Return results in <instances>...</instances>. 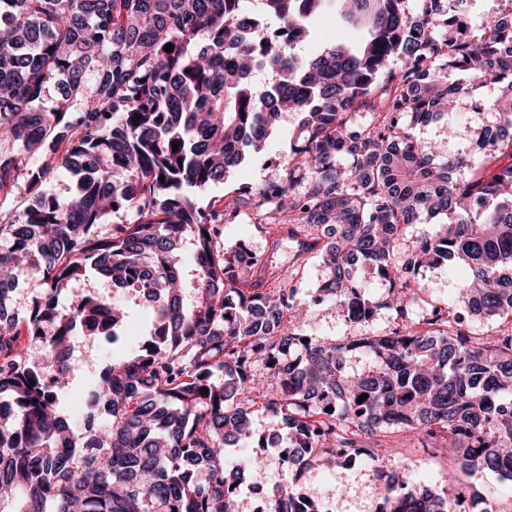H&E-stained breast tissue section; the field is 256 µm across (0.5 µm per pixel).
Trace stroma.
<instances>
[{"instance_id":"35a3bbf8","label":"stroma","mask_w":512,"mask_h":512,"mask_svg":"<svg viewBox=\"0 0 512 512\" xmlns=\"http://www.w3.org/2000/svg\"><path fill=\"white\" fill-rule=\"evenodd\" d=\"M360 39L353 32L332 18L314 19L308 38L295 50L299 58L305 59L323 47L335 44H353ZM492 120L490 114L477 111L470 102H462L443 119L425 125H416L413 136L428 144L446 139L447 127H454L457 135L446 139L447 151L452 155L480 157L478 135L483 126ZM302 117L295 112L282 113L278 127L263 150L252 154L244 165L230 173L225 182L193 191L192 197L199 207H206L216 197L238 198L240 216L236 223L225 225L222 240L231 246L246 243L256 254L267 248L268 234L264 225L256 221L257 200L252 191L260 184L281 179L286 171L285 160L290 159L296 143L302 137ZM419 303L413 304L414 319H422L425 304L431 300L454 301L457 295L458 278L444 266L420 268L414 277ZM395 315L388 309H380L376 317L368 323H353L345 320L329 303L313 306L308 319L302 325L305 334L326 340H343L359 336H377L392 329ZM74 359L71 367V382L64 395L73 422H80L79 405L83 400L84 386L109 361L112 346L100 339L77 336L73 339ZM452 449L432 451L421 448L416 442L403 437H395L394 449L390 456L383 458L379 468H372L366 460L344 464L333 468L312 466L297 479L296 486L325 512H375L380 503L377 470L390 471L399 466L410 468L416 481L436 488H444V475L454 464Z\"/></svg>"}]
</instances>
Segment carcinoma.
Segmentation results:
<instances>
[{
  "instance_id": "1",
  "label": "carcinoma",
  "mask_w": 512,
  "mask_h": 512,
  "mask_svg": "<svg viewBox=\"0 0 512 512\" xmlns=\"http://www.w3.org/2000/svg\"><path fill=\"white\" fill-rule=\"evenodd\" d=\"M464 2L423 0L414 19L407 0H0V138L13 145L0 152V192L25 196L0 201V400L17 406L0 415V512H241L254 460L229 466L224 448L252 445L255 412L281 420L270 446L289 474L344 457L376 464L384 433L454 450L450 492L377 471L379 512H503L466 497L461 477L512 481V329L475 336L465 323L512 322V17L471 29ZM329 12L370 38L300 62L309 22ZM259 71L270 74L260 92ZM481 89L494 117L483 156L444 157L411 134ZM372 94L371 120L355 123ZM284 112L304 114L302 160L255 189L276 238L265 255L225 248L236 200L200 208L191 191L263 149ZM63 173L68 195L47 193ZM119 213L132 219L112 221ZM439 216L397 253L409 225ZM285 238L297 244L291 275L321 256L326 276L308 299L285 286ZM358 263L388 298L358 289ZM442 264L465 274L419 328L413 276ZM24 271L39 293L19 316L8 302ZM90 271L150 301L133 351L119 344L121 303H61ZM326 301L351 322L388 307L401 324L303 341L310 306ZM82 328L107 329L116 348L85 388L94 419L76 426L58 396ZM356 353L366 365L351 375ZM258 363L273 382L255 395ZM266 512L321 510L287 481Z\"/></svg>"
}]
</instances>
